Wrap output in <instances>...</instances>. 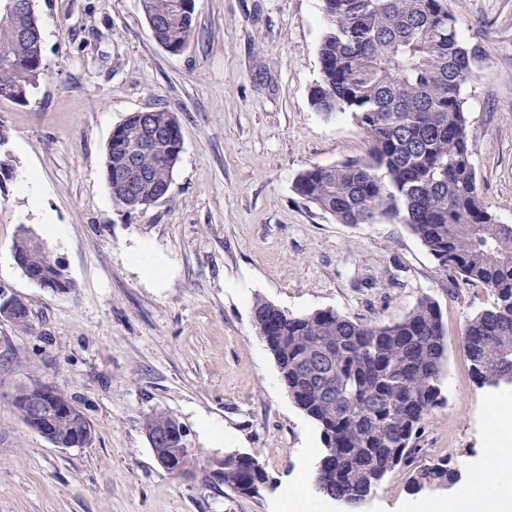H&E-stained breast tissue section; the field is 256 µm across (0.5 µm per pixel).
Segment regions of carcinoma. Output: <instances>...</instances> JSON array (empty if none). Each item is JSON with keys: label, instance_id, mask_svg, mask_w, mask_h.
Listing matches in <instances>:
<instances>
[{"label": "carcinoma", "instance_id": "1", "mask_svg": "<svg viewBox=\"0 0 512 512\" xmlns=\"http://www.w3.org/2000/svg\"><path fill=\"white\" fill-rule=\"evenodd\" d=\"M184 0H150L167 21L161 40L183 51L194 18ZM325 28L319 46L320 78L311 105L326 116L350 113L368 138L366 154L338 164H315L294 183L303 200L342 224L388 218L408 226L448 284L479 286L490 307L474 313L460 336L471 377L493 387L512 362V225L501 224L477 189L472 163L475 132L462 89L473 75L480 48L463 41L443 0H321ZM42 37L35 12L0 20V98L30 95L44 74ZM148 116L182 137L177 116L159 107ZM138 113L129 115L108 142L106 183L119 208L130 203L126 184L110 168L117 148L137 146ZM179 155L141 158L153 191L170 197ZM13 250L25 270L48 271L51 252L27 233ZM255 327L272 354L290 399L320 430L324 448L315 488L347 509L361 508L397 472L409 474L411 491L456 482L452 457L417 464L426 426L445 402L442 393L448 336L438 302L421 295L399 320L368 323L334 309L291 314L255 298ZM56 448H83L87 435L60 422L47 438ZM219 480L244 495L269 481L262 463L241 453Z\"/></svg>", "mask_w": 512, "mask_h": 512}]
</instances>
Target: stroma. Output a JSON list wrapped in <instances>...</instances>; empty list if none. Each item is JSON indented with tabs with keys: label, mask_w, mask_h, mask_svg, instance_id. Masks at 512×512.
<instances>
[{
	"label": "stroma",
	"mask_w": 512,
	"mask_h": 512,
	"mask_svg": "<svg viewBox=\"0 0 512 512\" xmlns=\"http://www.w3.org/2000/svg\"><path fill=\"white\" fill-rule=\"evenodd\" d=\"M464 41L483 55L464 87L476 140L480 196L512 225V0H445ZM44 78L21 105L0 99V297L27 300V328L0 317V512H288L302 485L318 512H341L312 478L317 426L291 401L256 334L255 297L294 314L334 309L365 321L401 317L423 294L448 330L446 404L434 412L420 464L450 455L456 487L412 493L393 475L362 512H447L490 448V404L512 411V386L478 387L459 344L488 291L446 279L406 225L341 224L302 200L297 175L361 157L367 139L350 115L310 103L320 73L321 0H195V34L171 53L154 39L139 0H35ZM161 106L183 130L169 199L115 207L106 146L134 112ZM33 178L65 239L72 291L27 279L13 258L20 230L43 236L20 190ZM139 239L167 260L160 285L144 282L124 251ZM71 396L93 427L84 448L53 447L13 403L30 380ZM186 430L192 463L172 475L156 462L146 416ZM224 429L205 441L201 419ZM238 451L262 462L270 488L240 495L209 476Z\"/></svg>",
	"instance_id": "obj_1"
}]
</instances>
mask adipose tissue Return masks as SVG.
<instances>
[{
	"label": "adipose tissue",
	"instance_id": "ef3b65f1",
	"mask_svg": "<svg viewBox=\"0 0 512 512\" xmlns=\"http://www.w3.org/2000/svg\"><path fill=\"white\" fill-rule=\"evenodd\" d=\"M505 432H496L492 448L481 467L494 473L496 483L490 492L466 489L458 499L457 512H512V448Z\"/></svg>",
	"mask_w": 512,
	"mask_h": 512
}]
</instances>
